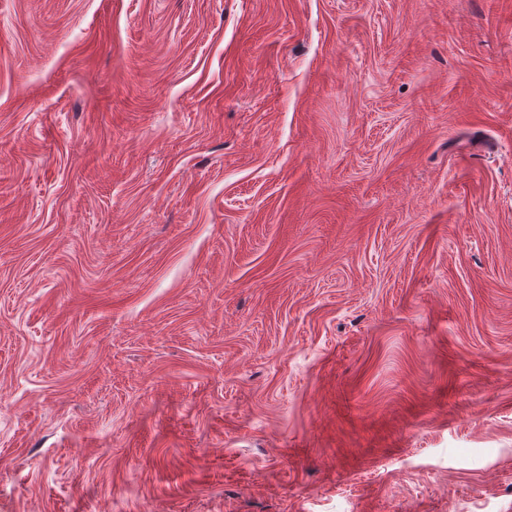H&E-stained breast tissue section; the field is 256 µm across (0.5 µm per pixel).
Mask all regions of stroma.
<instances>
[{
  "label": "stroma",
  "mask_w": 512,
  "mask_h": 512,
  "mask_svg": "<svg viewBox=\"0 0 512 512\" xmlns=\"http://www.w3.org/2000/svg\"><path fill=\"white\" fill-rule=\"evenodd\" d=\"M0 512H512V0H0Z\"/></svg>",
  "instance_id": "35a3bbf8"
}]
</instances>
